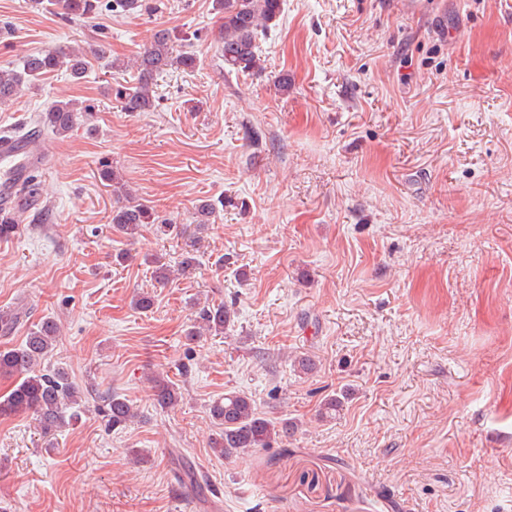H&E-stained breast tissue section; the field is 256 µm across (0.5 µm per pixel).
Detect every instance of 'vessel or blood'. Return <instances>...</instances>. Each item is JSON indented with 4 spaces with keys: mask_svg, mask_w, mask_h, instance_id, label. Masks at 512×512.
<instances>
[{
    "mask_svg": "<svg viewBox=\"0 0 512 512\" xmlns=\"http://www.w3.org/2000/svg\"><path fill=\"white\" fill-rule=\"evenodd\" d=\"M44 161V139L38 130H0V215L14 211L19 185L41 170Z\"/></svg>",
    "mask_w": 512,
    "mask_h": 512,
    "instance_id": "1",
    "label": "vessel or blood"
}]
</instances>
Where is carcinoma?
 <instances>
[{"label": "carcinoma", "instance_id": "1", "mask_svg": "<svg viewBox=\"0 0 512 512\" xmlns=\"http://www.w3.org/2000/svg\"><path fill=\"white\" fill-rule=\"evenodd\" d=\"M65 17L89 18L98 9L99 0H58ZM282 0H215L214 9L224 14L220 29L221 52L224 65L237 72L261 69L259 38L281 13ZM196 58L191 52L173 55L169 33L159 30L150 45L136 61V82L120 93L124 109L128 112H147L154 107L153 85L155 78L177 64L190 68ZM87 66L83 52L70 49L44 50L25 54L8 69L0 68V104L17 98L21 88L31 86L51 73L65 70L70 77L79 79ZM89 112L86 106L79 109L69 101H58L40 116V122L53 134L66 135L75 125L78 114ZM103 178L112 183L113 192L121 205L112 212V224L118 232L133 238L147 224L155 223L150 208L129 194L121 179L112 170L102 172ZM233 306L211 303L202 307L196 322L198 331L190 337L207 332L222 335L234 326ZM59 337V326L48 317L39 322L25 336L22 344L0 350V376L16 378L14 388L0 396V418L33 412L46 434L55 432L75 418L72 411L78 404V392L62 367L41 370L42 361L53 350ZM155 404L162 409H173L179 404L176 388L157 375L152 378ZM344 404V396L330 395L323 400L321 415L333 419ZM100 412L113 427L122 426L137 417V412L124 398L111 394L104 398ZM212 417L224 425V430L211 441V448L224 457H242L260 448H271L292 437L299 425L292 419L272 420L256 411L254 401L239 392H228L213 402Z\"/></svg>", "mask_w": 512, "mask_h": 512}]
</instances>
